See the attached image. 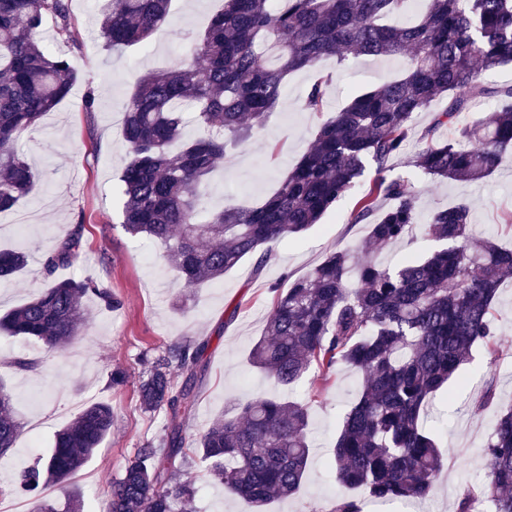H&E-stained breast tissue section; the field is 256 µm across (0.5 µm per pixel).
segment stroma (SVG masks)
Returning <instances> with one entry per match:
<instances>
[{
  "instance_id": "stroma-1",
  "label": "stroma",
  "mask_w": 512,
  "mask_h": 512,
  "mask_svg": "<svg viewBox=\"0 0 512 512\" xmlns=\"http://www.w3.org/2000/svg\"><path fill=\"white\" fill-rule=\"evenodd\" d=\"M220 7L221 0H172L168 22L147 45L112 53L104 49L99 33L100 0H72L75 27L84 44L83 51L71 56L80 80L72 95L18 144L42 186L0 214V247L30 256L22 273L0 282V314L40 294L55 277L102 282L120 305L109 309L98 300L87 301L78 336L57 351H46L23 337L0 336V385L12 395L22 425L37 428L34 447H27L22 435L14 448L0 455V502L15 505V512L31 509L27 496L13 488L18 472L46 454L55 433L86 406L104 402L114 415L112 432L74 478L89 512H102L112 479L122 474L138 448L158 443L167 433L166 411L145 412L139 406L137 386L147 359L173 344L202 341L208 344L202 358L205 372L196 401L183 417L186 438L196 437L225 408L249 396L307 402L314 450L305 481L294 497L271 501L267 512H329L336 497L329 453L341 416L355 399L356 373L339 368L322 392L318 374L312 371L284 389L253 368L249 357L273 312L272 286L287 285L327 253L364 241L366 224L353 221L356 194H348L300 237L276 244L262 269H255L254 258L248 257L223 279L199 288L177 282L160 243L133 238L121 224L119 176L127 148L119 131L130 88L140 75L184 54L191 34L203 31ZM405 69L401 57H359L342 65L327 58L313 69L289 75L281 103L263 129L248 141L228 145L223 164L203 189L207 207L261 203L310 147L329 112ZM326 74L332 77L326 88L329 112L305 110L307 88ZM90 92L96 106L87 112L83 103ZM415 151V146H407L393 160L390 174L414 185L421 222L435 210L466 201L475 213L476 233L494 234L503 246H512V162L485 181L437 183L414 167ZM75 233L81 238L75 259L59 267L54 277H46V254ZM495 327L497 363H490L483 346H475L451 384L442 437L448 453L433 495L422 504L424 512H455L463 497L476 494L486 475L490 424L497 412L512 407V279L499 290ZM116 369L127 375L119 387L111 383ZM489 388L493 404L480 415L467 413V405ZM175 479L195 483L194 512H249L201 467L182 468Z\"/></svg>"
}]
</instances>
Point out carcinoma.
Returning a JSON list of instances; mask_svg holds the SVG:
<instances>
[{"label": "carcinoma", "instance_id": "obj_1", "mask_svg": "<svg viewBox=\"0 0 512 512\" xmlns=\"http://www.w3.org/2000/svg\"><path fill=\"white\" fill-rule=\"evenodd\" d=\"M407 2L224 0L170 68L137 79L122 121L128 153L119 177L123 227L162 243L165 262L185 288L220 280L262 247L300 236L374 169L354 214L356 223L374 217L366 241L327 255L286 288L273 287L274 311L250 353L251 364L282 386L312 368L320 393L342 366L360 375L358 397L342 416L333 446L340 491L331 512H363L366 498L412 502L432 494L445 455L442 430L428 424V412L474 346L485 345L495 364V303L512 275V249L474 236L471 206L462 201L429 215L426 234L440 243L429 256L407 257L395 268L359 257L370 248H390L417 224L412 185L386 176L408 143L422 144L413 163L425 175L458 181L486 178L512 151V85L484 81L485 72L512 63V0H426L410 21L384 23ZM170 5L103 0L104 47L144 44L168 20ZM49 22L53 39L82 49L71 0H0V213L39 190L17 142L78 81L68 57L44 42ZM360 56L404 57L406 73L355 96L324 122L261 205L203 210L199 189L224 158L226 138L245 141L262 129L289 74L325 57L342 64ZM330 81L320 77L308 88L306 110H324ZM442 95L448 106L418 131L416 115ZM482 99L499 102L500 109L460 124L451 140L440 136ZM189 113L200 134L188 139ZM381 198L391 201L382 212ZM79 246L77 236L63 241L46 259L48 273L71 263ZM26 263L25 253L0 250V279L19 274ZM91 296L110 308L119 305L103 284L69 278L0 317V331L62 349L78 335ZM205 347H170L141 376V408L168 410L170 425L160 447L138 449L112 482L104 512H192L194 484L173 480L196 458L211 480L254 512L301 488L312 448L304 402L250 397L186 447L180 413L197 395ZM176 370L185 375L179 387ZM111 429L112 408L95 403L57 432L53 447L18 477L33 496L34 512H83L77 487L61 509L42 493L71 479ZM19 431L13 398L0 387V454L15 446ZM486 469L480 500L489 512H512V408L493 423Z\"/></svg>", "mask_w": 512, "mask_h": 512}]
</instances>
